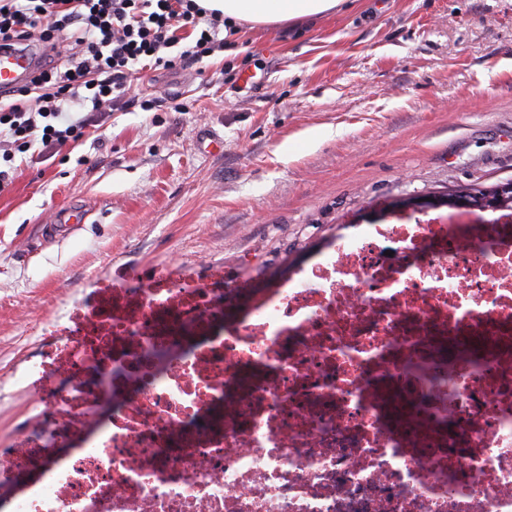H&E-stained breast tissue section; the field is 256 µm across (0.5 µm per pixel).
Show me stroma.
<instances>
[{"label": "stroma", "instance_id": "obj_1", "mask_svg": "<svg viewBox=\"0 0 512 512\" xmlns=\"http://www.w3.org/2000/svg\"><path fill=\"white\" fill-rule=\"evenodd\" d=\"M176 36L180 66L0 192V360L97 279L182 263L259 288L396 201L512 177V0H346L200 59ZM75 205L88 223L29 250Z\"/></svg>", "mask_w": 512, "mask_h": 512}]
</instances>
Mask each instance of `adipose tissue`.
I'll list each match as a JSON object with an SVG mask.
<instances>
[{"instance_id": "obj_1", "label": "adipose tissue", "mask_w": 512, "mask_h": 512, "mask_svg": "<svg viewBox=\"0 0 512 512\" xmlns=\"http://www.w3.org/2000/svg\"><path fill=\"white\" fill-rule=\"evenodd\" d=\"M207 12L224 17L233 29L271 27L291 20L312 18L336 10L343 0H196Z\"/></svg>"}]
</instances>
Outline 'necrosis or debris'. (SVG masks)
I'll use <instances>...</instances> for the list:
<instances>
[{
  "label": "necrosis or debris",
  "mask_w": 512,
  "mask_h": 512,
  "mask_svg": "<svg viewBox=\"0 0 512 512\" xmlns=\"http://www.w3.org/2000/svg\"><path fill=\"white\" fill-rule=\"evenodd\" d=\"M2 396L0 512H512V210L354 224L262 288L95 284ZM21 413V402L0 403V442L15 433L17 425L22 421Z\"/></svg>",
  "instance_id": "1"
}]
</instances>
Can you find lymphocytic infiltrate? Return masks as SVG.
<instances>
[{
    "label": "lymphocytic infiltrate",
    "instance_id": "lymphocytic-infiltrate-1",
    "mask_svg": "<svg viewBox=\"0 0 512 512\" xmlns=\"http://www.w3.org/2000/svg\"><path fill=\"white\" fill-rule=\"evenodd\" d=\"M199 35L187 54L223 48L224 19L195 0H0V50L39 38L45 61L0 98V192L19 159L82 138L88 118L67 119L73 105L101 112L120 102L137 66L175 68L177 30Z\"/></svg>",
    "mask_w": 512,
    "mask_h": 512
}]
</instances>
